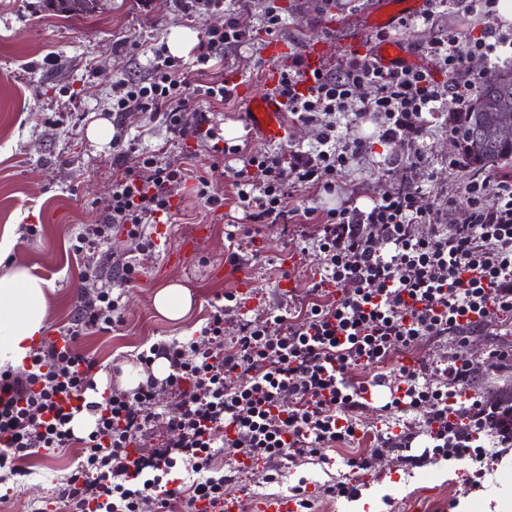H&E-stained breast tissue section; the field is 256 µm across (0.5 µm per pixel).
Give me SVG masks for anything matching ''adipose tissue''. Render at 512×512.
<instances>
[{"instance_id":"ef3b65f1","label":"adipose tissue","mask_w":512,"mask_h":512,"mask_svg":"<svg viewBox=\"0 0 512 512\" xmlns=\"http://www.w3.org/2000/svg\"><path fill=\"white\" fill-rule=\"evenodd\" d=\"M50 285L34 276L28 267L14 264L0 275V367L22 366L31 341L42 335L50 319ZM155 311L170 321H179L193 308L189 288L171 283L153 296Z\"/></svg>"}]
</instances>
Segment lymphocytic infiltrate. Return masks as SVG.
I'll return each mask as SVG.
<instances>
[{"label": "lymphocytic infiltrate", "mask_w": 512, "mask_h": 512, "mask_svg": "<svg viewBox=\"0 0 512 512\" xmlns=\"http://www.w3.org/2000/svg\"><path fill=\"white\" fill-rule=\"evenodd\" d=\"M452 4L489 24L475 36L452 29L434 40L429 65L390 69L364 55L343 71L309 75L303 58L293 57L275 91L294 120L321 124L322 133L309 150L289 157L279 148L258 151L233 170L236 204L246 218L279 223L286 216L290 183L335 192L338 174L365 148L361 138L343 135L342 120L370 117L381 138L394 139L421 132L447 98L467 111L469 92L480 78L472 61L512 50V28L492 25L498 0H427L420 23L435 24ZM245 39V31L228 17L200 36L193 62L157 48L149 81L115 84L113 115L122 117L132 108L148 113L171 138L205 147L216 164L239 155V146L224 145L212 111L214 104L230 100L232 91L207 73L219 50ZM364 86L372 88V96H359ZM114 163L119 172L112 191L96 204L102 220L81 225L74 246L84 258L82 278L101 282L96 299L63 331L64 347L32 348L21 370H0V471L28 452L80 441L83 458L60 491L70 512H144L149 504L154 512H173L176 502L191 507L201 500L222 507L227 478L214 466L222 451L238 459L241 473L250 461L274 466L291 454L322 457L336 443L355 439V414L366 406L359 386L347 377L350 369L384 363L423 338L512 317V178L474 175L464 189L468 216L451 228L439 224L437 209L423 203L420 188H395L383 191L369 209L343 205L322 214L319 280L301 324L272 335L266 322L243 318L236 336L228 338L225 311L217 309L199 338L158 341L139 354L145 366L167 360L164 380L150 377L133 393L114 390L103 400L88 399L96 388L97 363L75 353L72 342L81 331L110 329L121 307L98 263L113 227L154 248L147 225L169 215L172 186L190 178L207 204L224 205L206 176L180 163L147 152L132 161L123 151ZM418 224L429 225V233L416 234ZM381 241L388 253L378 250ZM242 370L251 373L243 384L237 381ZM428 371L424 363L403 366L369 380V387L388 388L385 410L429 411V452L410 454L416 435L405 430L384 445L403 451L402 462L411 468L432 459L469 460V483L482 488L488 462L474 444L484 437L492 447L511 446L512 409L475 396L458 400V392L472 384L462 357L444 359L447 389L433 387ZM166 392L179 397V411H152ZM137 403L147 406V413L135 412ZM83 413L93 417L94 427L78 438L71 423ZM158 427L172 431V438L159 440L149 452L133 451L134 435L148 439Z\"/></svg>", "instance_id": "1"}]
</instances>
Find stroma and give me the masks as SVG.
<instances>
[{"label":"stroma","instance_id":"obj_1","mask_svg":"<svg viewBox=\"0 0 512 512\" xmlns=\"http://www.w3.org/2000/svg\"><path fill=\"white\" fill-rule=\"evenodd\" d=\"M377 2L278 0L283 25L271 36L261 24L266 0H233L230 9L247 41L221 52L225 80L246 82L253 94L263 91L265 48L274 38L287 43L295 55L313 44L323 45L333 65L346 68L353 55L368 54L378 43L377 29L363 25L365 14ZM223 22L222 12L189 13L177 0H148L144 5L139 0H98L93 11L82 14L61 11L53 0H0V236L9 235L12 241L8 263L25 264L52 286L47 335L70 326L79 306L94 299L100 289L99 281L82 278V260L72 249L80 226L97 223L94 203L107 197L112 185L115 151L88 139L90 122L108 119L116 81L151 78L153 48L167 40L173 28L201 34ZM482 27L478 17L451 11L434 26L410 31L391 27L387 35L403 42L408 53L422 57L430 43L449 29L476 34ZM119 40L127 41V49L116 50ZM49 54L54 61L48 65L44 58ZM74 99L85 109L86 120H60V113L69 111ZM456 110L455 100H447L422 136L409 132L401 139H380L373 121H355L350 135L366 138L367 147L339 173L336 193L289 189L286 203L292 218L261 227L255 236L240 230L235 238H228L223 211L198 198L191 180L173 186L169 223L149 226L158 243L156 250H143L138 239L114 230L111 243L102 249V262L113 293L122 297L121 320L111 330L86 332L73 343L76 353L97 361L98 389H119V368L135 363L137 354L153 342L197 335L225 294H236L249 310L281 301L311 302L322 226L305 218V211L320 213L350 199L366 209L382 191L411 183L423 187L424 201L438 208L440 223H463L464 205H442L446 197H462L473 176L449 134ZM215 111L227 131L226 142L249 152L264 149V142L251 137L246 128L245 98L233 97ZM120 132L123 139H137L140 147L162 150L168 159L203 172L226 199L234 198L233 179L224 166H212L200 146L185 149L170 141L164 128L151 123L146 114L124 115ZM417 147L424 158L413 165L408 157ZM24 224L36 225L38 235L24 237L20 230ZM201 226L207 233L196 253L186 260H168V253L177 251L182 239ZM130 261L138 265L132 281L115 277V269ZM237 269L246 273L248 290H240L233 275ZM287 277L293 281L288 292L281 288ZM168 283L182 284L193 294L192 312L184 320H167L153 307L155 291ZM510 349L512 322L495 321L468 331L462 340L452 335L440 341L419 340L380 368L355 369L350 376L362 382L404 360L430 362L447 351L469 359L473 385L482 399L512 403V362L497 366L489 358L490 351ZM388 396V390H381L374 405L357 412L358 438L337 444L326 460L298 458L283 463V477L277 481L253 484L251 475H234L231 458L218 459V467L232 477L227 497L239 502L241 512H254L259 502L287 494L302 480L313 495L310 512H353V501L332 497L326 488L347 473L349 459L371 450L375 453L371 477L364 486L375 492V512H499L504 493L512 490V447L494 449L495 460L480 490H470L469 466L464 461L441 460L404 470L398 452L384 447L381 438L380 407ZM82 454L81 444L75 443L17 459L22 474L12 485L0 484V512H68L58 488ZM452 500L457 503L453 509L448 506Z\"/></svg>","mask_w":512,"mask_h":512}]
</instances>
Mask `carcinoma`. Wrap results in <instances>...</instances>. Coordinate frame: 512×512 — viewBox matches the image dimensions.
I'll list each match as a JSON object with an SVG mask.
<instances>
[{
	"instance_id": "1",
	"label": "carcinoma",
	"mask_w": 512,
	"mask_h": 512,
	"mask_svg": "<svg viewBox=\"0 0 512 512\" xmlns=\"http://www.w3.org/2000/svg\"><path fill=\"white\" fill-rule=\"evenodd\" d=\"M500 81L491 84L480 83L474 89V99H483L489 104L506 103L512 106V68L498 72ZM499 113L489 109L471 108L455 114L453 123L456 131L455 142L467 165L479 171L512 156V132L475 146L473 135L480 128H488L497 120Z\"/></svg>"
}]
</instances>
